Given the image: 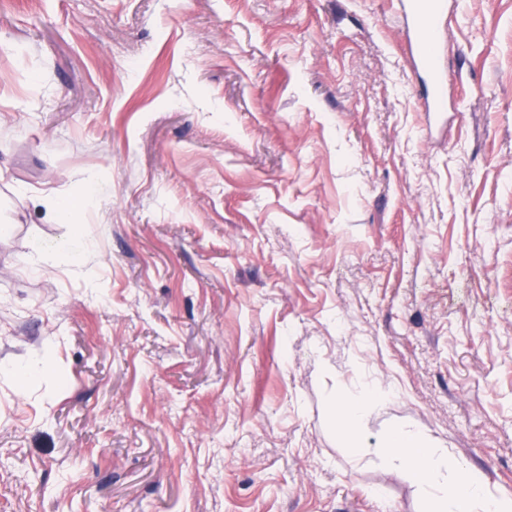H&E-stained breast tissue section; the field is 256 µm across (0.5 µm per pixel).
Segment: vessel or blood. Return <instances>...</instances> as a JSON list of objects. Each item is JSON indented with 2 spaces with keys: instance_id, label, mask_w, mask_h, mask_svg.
<instances>
[{
  "instance_id": "1",
  "label": "vessel or blood",
  "mask_w": 512,
  "mask_h": 512,
  "mask_svg": "<svg viewBox=\"0 0 512 512\" xmlns=\"http://www.w3.org/2000/svg\"><path fill=\"white\" fill-rule=\"evenodd\" d=\"M400 9L408 30L410 55L425 74L420 90L422 107L428 113L443 111L446 76L438 48L446 4L444 0H400Z\"/></svg>"
}]
</instances>
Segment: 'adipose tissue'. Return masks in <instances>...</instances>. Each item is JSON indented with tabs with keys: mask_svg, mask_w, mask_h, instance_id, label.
<instances>
[{
	"mask_svg": "<svg viewBox=\"0 0 512 512\" xmlns=\"http://www.w3.org/2000/svg\"><path fill=\"white\" fill-rule=\"evenodd\" d=\"M384 396L372 384L338 395L331 413L342 432L365 428L372 405ZM390 465L402 468L431 499L434 512H512V497L493 494L486 475L454 459L423 434L392 429L378 450Z\"/></svg>",
	"mask_w": 512,
	"mask_h": 512,
	"instance_id": "1",
	"label": "adipose tissue"
}]
</instances>
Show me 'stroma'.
Listing matches in <instances>:
<instances>
[{
  "label": "stroma",
  "instance_id": "1",
  "mask_svg": "<svg viewBox=\"0 0 512 512\" xmlns=\"http://www.w3.org/2000/svg\"><path fill=\"white\" fill-rule=\"evenodd\" d=\"M447 3L433 123L397 0H0V512H429L398 426L512 497V0ZM47 218L56 224L67 223L74 228L73 233L66 239L47 244L36 252L35 256H28L24 259V263L34 272H41L43 264L48 261L52 254L62 251H69L79 256L83 253L88 245V239H84L78 231V226L71 224L72 216L70 205L61 199L49 200L47 204ZM384 398L371 383L362 384L355 392L338 395L331 406L337 427L343 433L361 431L366 427L370 407Z\"/></svg>",
  "mask_w": 512,
  "mask_h": 512
}]
</instances>
